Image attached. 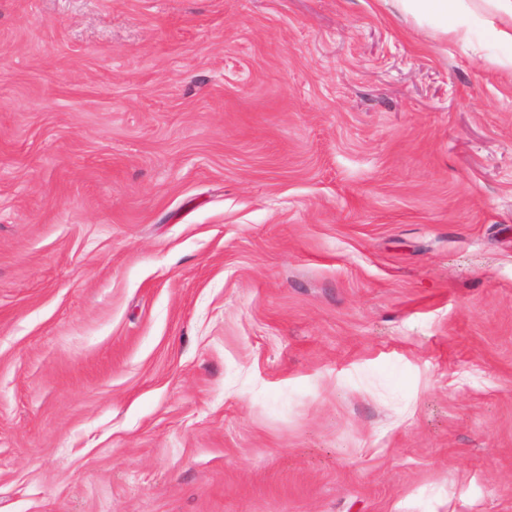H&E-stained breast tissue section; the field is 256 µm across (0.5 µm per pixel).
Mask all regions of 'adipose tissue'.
I'll use <instances>...</instances> for the list:
<instances>
[{
  "label": "adipose tissue",
  "instance_id": "1",
  "mask_svg": "<svg viewBox=\"0 0 512 512\" xmlns=\"http://www.w3.org/2000/svg\"><path fill=\"white\" fill-rule=\"evenodd\" d=\"M398 8L416 18H432L455 13L460 19L456 35H464L466 25L475 15L479 4L489 5L495 14L490 26L492 35L500 42L512 44V0H396Z\"/></svg>",
  "mask_w": 512,
  "mask_h": 512
}]
</instances>
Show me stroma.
Here are the masks:
<instances>
[{
	"label": "stroma",
	"instance_id": "stroma-1",
	"mask_svg": "<svg viewBox=\"0 0 512 512\" xmlns=\"http://www.w3.org/2000/svg\"><path fill=\"white\" fill-rule=\"evenodd\" d=\"M489 17L0 0V512H512Z\"/></svg>",
	"mask_w": 512,
	"mask_h": 512
}]
</instances>
